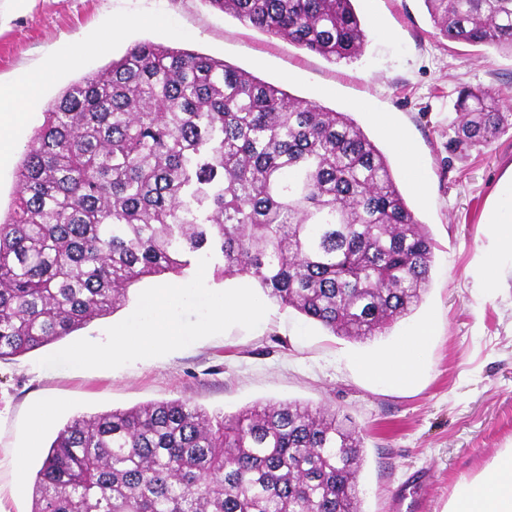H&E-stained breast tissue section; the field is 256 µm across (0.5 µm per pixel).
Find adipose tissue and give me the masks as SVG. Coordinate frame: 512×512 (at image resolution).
<instances>
[{
	"label": "adipose tissue",
	"mask_w": 512,
	"mask_h": 512,
	"mask_svg": "<svg viewBox=\"0 0 512 512\" xmlns=\"http://www.w3.org/2000/svg\"><path fill=\"white\" fill-rule=\"evenodd\" d=\"M42 86L40 78L27 75L10 92L0 94V156L13 150L12 131L27 122V106ZM430 334V325L416 327L389 352L364 362L365 373L395 387L412 385L423 373L422 356ZM449 512H512V450L500 453L486 474L458 489Z\"/></svg>",
	"instance_id": "ef3b65f1"
}]
</instances>
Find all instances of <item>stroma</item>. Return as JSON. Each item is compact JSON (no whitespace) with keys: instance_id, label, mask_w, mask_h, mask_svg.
<instances>
[{"instance_id":"1","label":"stroma","mask_w":512,"mask_h":512,"mask_svg":"<svg viewBox=\"0 0 512 512\" xmlns=\"http://www.w3.org/2000/svg\"><path fill=\"white\" fill-rule=\"evenodd\" d=\"M368 35L361 57L331 62L250 28L207 0H0V90L33 72L47 75L32 121L15 138L26 145L48 106L72 83L107 66L139 42L223 59L292 95L345 112L386 155L395 181L434 243L422 302L387 335L355 342L270 303L254 330L235 326L190 346L116 369L44 368L41 358L73 341L100 342L128 317L146 279L124 308L41 349L0 361V512H31V497L11 489L10 459L27 442V417L60 402L29 456L33 480L57 432L73 417L143 403L188 399L213 414L233 415L258 403L298 400L349 417L364 434L358 481L362 512H397L408 476L430 481L414 491L407 512H448L463 483L486 472L512 448V252L500 249L488 217L512 180V128L490 147L451 154L456 103L480 87L512 111V53L440 38L423 0H355ZM174 25L155 24L154 16ZM122 34L102 39L106 18ZM389 113L424 168L426 191L403 173L389 137L373 116ZM498 253L492 285L482 270ZM432 320L424 377L407 388L366 376L362 361L389 350L410 327Z\"/></svg>"}]
</instances>
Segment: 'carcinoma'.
<instances>
[{"instance_id":"1","label":"carcinoma","mask_w":512,"mask_h":512,"mask_svg":"<svg viewBox=\"0 0 512 512\" xmlns=\"http://www.w3.org/2000/svg\"><path fill=\"white\" fill-rule=\"evenodd\" d=\"M328 60L362 55L352 0H206ZM437 35L512 52V0H424ZM512 127L460 93L454 148ZM0 221V360L129 302L211 256L335 336L363 342L427 291L434 242L387 157L348 114L222 59L137 43L44 112ZM359 431L327 407L211 416L187 400L79 415L58 432L31 512H361Z\"/></svg>"}]
</instances>
